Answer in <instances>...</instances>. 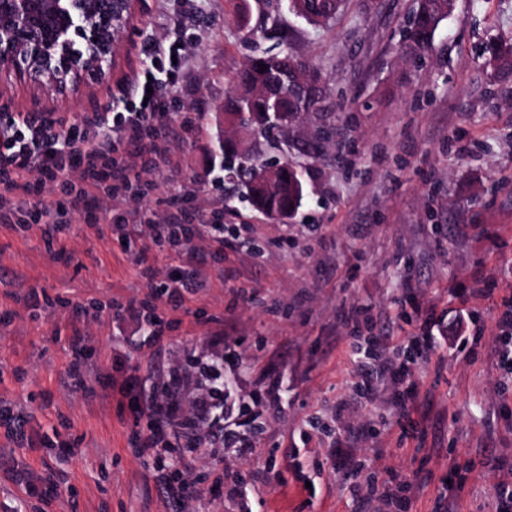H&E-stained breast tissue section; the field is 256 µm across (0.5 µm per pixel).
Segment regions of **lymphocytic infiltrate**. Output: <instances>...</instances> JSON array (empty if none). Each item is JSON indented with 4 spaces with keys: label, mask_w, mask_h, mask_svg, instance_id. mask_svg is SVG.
Wrapping results in <instances>:
<instances>
[{
    "label": "lymphocytic infiltrate",
    "mask_w": 512,
    "mask_h": 512,
    "mask_svg": "<svg viewBox=\"0 0 512 512\" xmlns=\"http://www.w3.org/2000/svg\"><path fill=\"white\" fill-rule=\"evenodd\" d=\"M142 53L148 65L136 73L131 88H119L93 116L72 121L45 112L0 113V224L14 223L16 215L4 203L18 198L44 236H57L78 214L80 203L112 199L121 190L141 192L144 173L174 166L164 144L153 143L147 151L142 144L169 115L163 88L191 82L193 68L186 48L169 36L144 40ZM50 186L60 188L61 196L49 206L43 192ZM170 205L160 221H145L136 210L110 216L113 233L133 246L134 263L147 281L145 295L115 303L114 315L134 320L133 350L165 356L154 371L158 385L152 395H144L139 374L126 370L113 378L112 391L128 403L135 421L146 424L137 452L151 459L152 480L165 498L184 512H195L203 494L201 464L216 459L223 465L218 481L225 486V499L238 512H253L264 499L255 481L235 475L233 465L257 456L254 421L280 415L288 405V387L283 376L272 375L259 389L243 392L236 381L240 360L225 353L223 330L190 351L170 346L172 323L158 315V306L182 309L206 281L192 265L175 266L164 275L154 272L145 265L147 251L190 253L202 244L220 259L225 249L240 245L243 230L239 224L204 219L199 210L183 206L179 194H172ZM401 318L411 332L392 355L369 358L358 337H350L348 353L357 365L359 393H369L382 376L397 389L411 384L418 360L447 345L433 316L405 312Z\"/></svg>",
    "instance_id": "1"
}]
</instances>
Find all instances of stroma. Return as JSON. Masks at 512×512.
<instances>
[{"mask_svg":"<svg viewBox=\"0 0 512 512\" xmlns=\"http://www.w3.org/2000/svg\"><path fill=\"white\" fill-rule=\"evenodd\" d=\"M415 0H347L327 27L313 28L288 12L284 0H182L161 6L142 0L143 22L116 48L120 62L85 95L60 99L27 84L0 86V105L24 112L32 98L69 119L101 111L119 79L140 70L146 35L183 26L195 80L166 88L177 171L147 174L144 196L99 200L101 218L73 219L46 241L39 225L0 224V407L23 415L39 445L16 443L0 422V512H181L154 487L149 461L135 448L140 427L113 396L112 305L146 292L132 256L107 218L113 207L139 208L163 218L173 186L196 198L207 218L247 227V247L226 252L204 271L207 290L183 310L167 312L171 344L200 346L205 320L235 317L225 342L242 357L246 387L283 372L293 403L265 423L258 446L274 455L283 484L264 488L263 512H498L495 488L512 479V380L491 356L495 307L481 296L467 303L450 285L472 287L473 274L495 295L512 294L502 264L512 259V82L490 83L482 48L512 36V0H457L439 26L423 66L406 63L399 30ZM254 29V40L243 38ZM288 34L294 55L317 67L330 90L319 118L290 132L307 139L315 122L338 135L320 158L292 150L305 169V197L296 218L282 224L237 203L224 208V172L211 162L215 128L236 73L249 57ZM202 113V129L183 134V116ZM470 227L460 237L456 227ZM494 228L486 237V228ZM419 280L424 308L457 325L465 350L449 347L415 369L414 389L396 404L388 382L357 393L345 336L351 308L359 331L395 318L405 276ZM45 296L30 308V289ZM88 370L68 374L71 319L82 308ZM472 320L458 321L459 311ZM407 406L411 416L402 418ZM341 422H334V410ZM340 432L370 466L352 496L342 471L325 460L321 443ZM311 441H304V433ZM299 458L286 456L289 448ZM315 483L308 494L294 463ZM38 476L27 492L14 473ZM453 476L452 490L442 480Z\"/></svg>","mask_w":512,"mask_h":512,"instance_id":"1","label":"stroma"}]
</instances>
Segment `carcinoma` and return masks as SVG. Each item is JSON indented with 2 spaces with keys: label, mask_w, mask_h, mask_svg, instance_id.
<instances>
[{
  "label": "carcinoma",
  "mask_w": 512,
  "mask_h": 512,
  "mask_svg": "<svg viewBox=\"0 0 512 512\" xmlns=\"http://www.w3.org/2000/svg\"><path fill=\"white\" fill-rule=\"evenodd\" d=\"M343 0H287L289 11L297 14L313 26L329 23L336 18ZM454 11L451 0H417L401 39L403 53L410 57H421L433 47L434 36L440 23ZM287 55V52H263L249 59L237 76L236 85L224 100L223 112L216 115V124L228 127L232 135L218 139V147L224 158V171L229 181H239L244 188L243 196L256 212L267 216H280L286 222L300 208L304 198V175L288 162L281 163L280 178L269 183L262 178L268 165L263 156L247 149H240L237 134L251 135L265 140L288 142L290 126L273 121L270 113L295 112L308 116L319 111L327 97V88L312 92L299 100L290 91H285L278 103L269 107L260 102L248 105L240 92L258 85L272 82L278 74L271 62ZM485 67L490 70L493 83L507 82L512 78V39H497L484 47ZM266 70H261V65Z\"/></svg>",
  "instance_id": "1"
}]
</instances>
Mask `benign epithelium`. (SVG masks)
I'll list each match as a JSON object with an SVG mask.
<instances>
[{
    "label": "benign epithelium",
    "instance_id": "1",
    "mask_svg": "<svg viewBox=\"0 0 512 512\" xmlns=\"http://www.w3.org/2000/svg\"><path fill=\"white\" fill-rule=\"evenodd\" d=\"M140 22L139 0H0V80L76 96L115 66L118 35Z\"/></svg>",
    "mask_w": 512,
    "mask_h": 512
}]
</instances>
